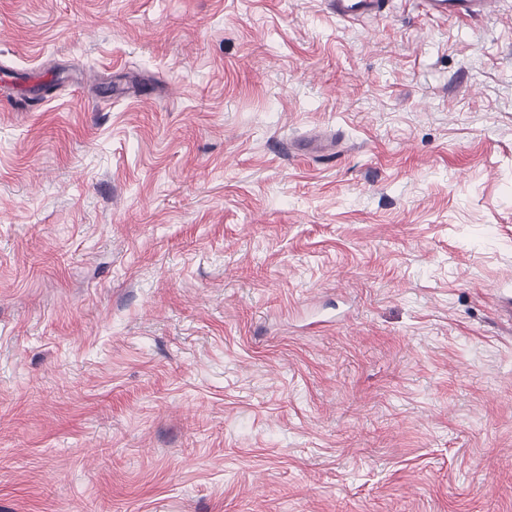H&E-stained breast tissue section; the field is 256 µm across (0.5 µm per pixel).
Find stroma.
Listing matches in <instances>:
<instances>
[{"label": "stroma", "mask_w": 512, "mask_h": 512, "mask_svg": "<svg viewBox=\"0 0 512 512\" xmlns=\"http://www.w3.org/2000/svg\"><path fill=\"white\" fill-rule=\"evenodd\" d=\"M0 512H512V0H0ZM388 0H328L330 13L341 20H363L382 16ZM423 12L431 17L472 19L488 17L497 9L499 0H420Z\"/></svg>", "instance_id": "obj_1"}]
</instances>
